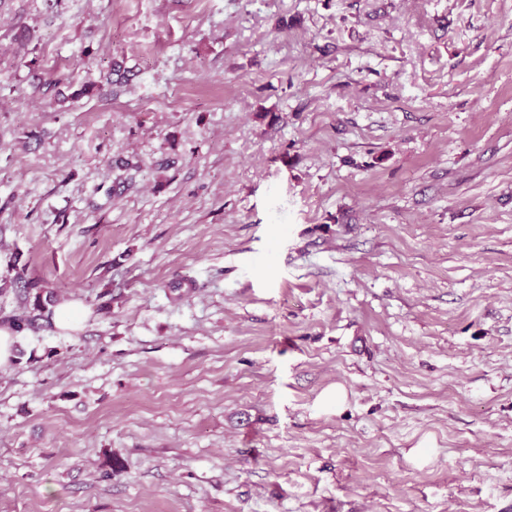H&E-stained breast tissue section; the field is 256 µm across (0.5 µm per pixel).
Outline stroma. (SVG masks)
Instances as JSON below:
<instances>
[{
    "mask_svg": "<svg viewBox=\"0 0 512 512\" xmlns=\"http://www.w3.org/2000/svg\"><path fill=\"white\" fill-rule=\"evenodd\" d=\"M14 264L0 512H512V0H0ZM16 270L13 281L21 284L19 301L21 312L6 316L3 323H8L17 333L23 335L36 329H52L55 325L62 331H74L84 318V311L78 304H56V291L47 283L28 280L24 269ZM54 315V323H53Z\"/></svg>",
    "mask_w": 512,
    "mask_h": 512,
    "instance_id": "1",
    "label": "stroma"
}]
</instances>
